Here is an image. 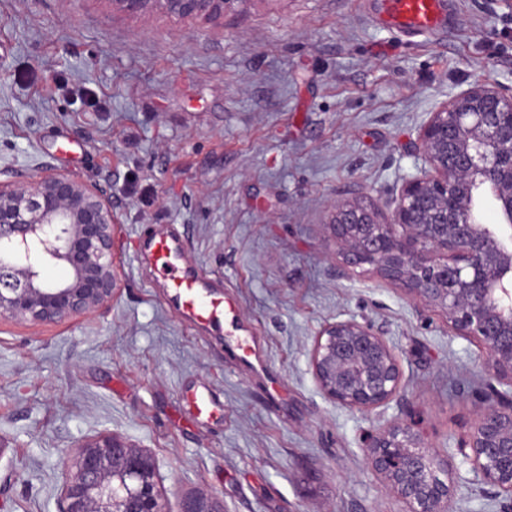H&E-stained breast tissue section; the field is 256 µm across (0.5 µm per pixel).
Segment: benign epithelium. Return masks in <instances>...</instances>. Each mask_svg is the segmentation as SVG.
<instances>
[{"mask_svg": "<svg viewBox=\"0 0 512 512\" xmlns=\"http://www.w3.org/2000/svg\"><path fill=\"white\" fill-rule=\"evenodd\" d=\"M245 0H108L114 14H163L206 23ZM425 165L406 179L389 220L362 201H339L331 228L341 266L371 271L442 313L448 332L486 354L487 409L457 442L475 480L512 502V85L476 81L430 113L417 136ZM491 202L495 219L485 220ZM112 190L46 166L0 172V320L56 324L112 305L116 288ZM309 366L331 402L373 410L398 396L402 370L392 347L355 319L327 324ZM505 390H500L497 385ZM373 469L409 505L448 512V458L430 454L408 426L377 432ZM153 455L100 435L65 463L60 512H166ZM181 512H224L196 493Z\"/></svg>", "mask_w": 512, "mask_h": 512, "instance_id": "obj_1", "label": "benign epithelium"}]
</instances>
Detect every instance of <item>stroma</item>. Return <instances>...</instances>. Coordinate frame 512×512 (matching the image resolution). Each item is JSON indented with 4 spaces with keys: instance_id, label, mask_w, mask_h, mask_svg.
I'll return each instance as SVG.
<instances>
[{
    "instance_id": "stroma-1",
    "label": "stroma",
    "mask_w": 512,
    "mask_h": 512,
    "mask_svg": "<svg viewBox=\"0 0 512 512\" xmlns=\"http://www.w3.org/2000/svg\"><path fill=\"white\" fill-rule=\"evenodd\" d=\"M453 26L409 37L373 0H244L223 21L113 16L106 0H0V169L52 166L112 189V305L90 318L0 321V512H59L67 456L102 433L152 452L167 512H408L367 443L400 423L460 476L448 512H504L456 450L487 405L477 344L371 273L337 269L334 203L391 213L423 160L421 124L478 80L512 84V0H458ZM177 230L249 324L260 357L183 318L136 260ZM381 331L405 388L359 411L319 391L321 329ZM222 414L197 421L184 389ZM181 401L192 417H210L215 408L219 407L218 397L207 388L186 390L181 396ZM180 512H224V501L203 493L191 494L182 500Z\"/></svg>"
}]
</instances>
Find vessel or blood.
Returning <instances> with one entry per match:
<instances>
[{"mask_svg": "<svg viewBox=\"0 0 512 512\" xmlns=\"http://www.w3.org/2000/svg\"><path fill=\"white\" fill-rule=\"evenodd\" d=\"M445 0H386L380 19L383 27L414 36L436 32L449 23ZM140 252L149 254L170 302L198 324L222 328L230 312L224 294L211 287V278L199 267L188 265L181 239L142 234ZM181 401L190 416L213 415L218 397L209 389L183 392Z\"/></svg>", "mask_w": 512, "mask_h": 512, "instance_id": "vessel-or-blood-1", "label": "vessel or blood"}]
</instances>
